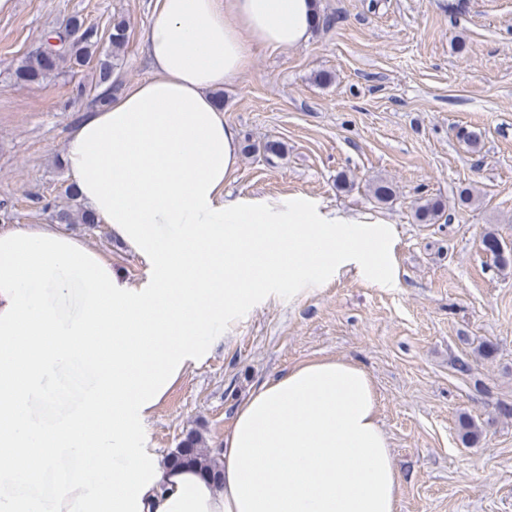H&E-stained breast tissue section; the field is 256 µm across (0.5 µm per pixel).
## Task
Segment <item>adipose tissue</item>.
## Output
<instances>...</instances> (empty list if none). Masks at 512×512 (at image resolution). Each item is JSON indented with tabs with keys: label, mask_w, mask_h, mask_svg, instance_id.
I'll return each mask as SVG.
<instances>
[{
	"label": "adipose tissue",
	"mask_w": 512,
	"mask_h": 512,
	"mask_svg": "<svg viewBox=\"0 0 512 512\" xmlns=\"http://www.w3.org/2000/svg\"><path fill=\"white\" fill-rule=\"evenodd\" d=\"M315 0H155L144 49L153 83L197 92L238 78L250 47H296L312 35ZM211 480L160 462L143 512H397L401 474L369 373L356 361L296 364L236 408Z\"/></svg>",
	"instance_id": "adipose-tissue-1"
}]
</instances>
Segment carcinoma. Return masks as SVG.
Returning <instances> with one entry per match:
<instances>
[{"mask_svg":"<svg viewBox=\"0 0 512 512\" xmlns=\"http://www.w3.org/2000/svg\"><path fill=\"white\" fill-rule=\"evenodd\" d=\"M95 33L90 28L83 27L77 19L69 20L65 32H56L52 38L56 43L47 42L36 54L28 57L15 71L17 81L26 84H36L57 74L64 64L86 67L95 64L99 70L98 84H107L113 90L119 89V84L112 81L114 70L120 65L119 51L127 42V27L122 19H115L108 33V42L111 52L104 57L97 56L98 42L93 40ZM69 204L56 213V219L61 224H86L95 226L97 221L86 210L77 198L74 188L67 189ZM442 216L440 204L437 201L426 200L418 205L415 217L424 224H430ZM485 251L491 253L495 259L509 264L512 255L505 254L501 242L496 237L487 234L483 238ZM167 458L174 466L192 465L198 467L203 473L217 479L220 467L218 450L205 445L201 434L190 431L179 442L178 448L170 451Z\"/></svg>","mask_w":512,"mask_h":512,"instance_id":"1","label":"carcinoma"}]
</instances>
